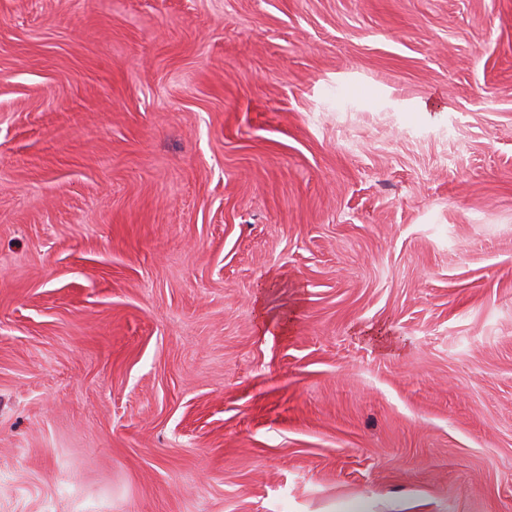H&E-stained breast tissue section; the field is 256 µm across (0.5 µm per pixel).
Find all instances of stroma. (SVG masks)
I'll return each instance as SVG.
<instances>
[{"label": "stroma", "mask_w": 512, "mask_h": 512, "mask_svg": "<svg viewBox=\"0 0 512 512\" xmlns=\"http://www.w3.org/2000/svg\"><path fill=\"white\" fill-rule=\"evenodd\" d=\"M0 512H512V0H0Z\"/></svg>", "instance_id": "stroma-1"}]
</instances>
